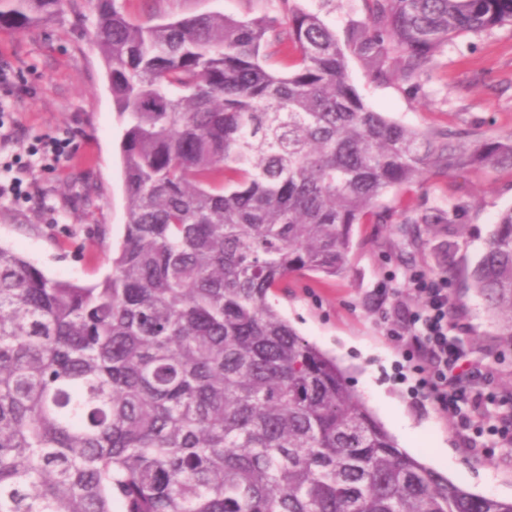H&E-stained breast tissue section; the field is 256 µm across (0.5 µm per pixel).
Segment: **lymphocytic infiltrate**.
Instances as JSON below:
<instances>
[{
  "mask_svg": "<svg viewBox=\"0 0 512 512\" xmlns=\"http://www.w3.org/2000/svg\"><path fill=\"white\" fill-rule=\"evenodd\" d=\"M415 288L423 305L413 316L412 339L427 359L430 393L439 405L452 410L470 447H479L484 434L500 432L488 422L482 392L470 383L482 365L470 357L463 338L454 334L448 322L447 280L421 276L416 278Z\"/></svg>",
  "mask_w": 512,
  "mask_h": 512,
  "instance_id": "lymphocytic-infiltrate-1",
  "label": "lymphocytic infiltrate"
}]
</instances>
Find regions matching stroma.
<instances>
[{
	"label": "stroma",
	"instance_id": "stroma-1",
	"mask_svg": "<svg viewBox=\"0 0 512 512\" xmlns=\"http://www.w3.org/2000/svg\"><path fill=\"white\" fill-rule=\"evenodd\" d=\"M343 33L366 16L363 0H301ZM278 0H129L138 20L160 22L221 12L243 18L273 16ZM95 16L87 0L64 6L49 23L0 30V63L14 72L12 110L0 142V245L20 253L46 276L80 284L100 281L124 235L126 194L120 141L123 125L108 88L106 67L92 44ZM348 74L362 98L410 128L459 133L463 142L512 132V28L470 33L436 53L417 89L395 79L374 82L349 58ZM67 142L65 158L26 172L20 194L5 189L10 166L38 143ZM93 201L85 203V188ZM397 211L451 210V224H357L344 277L300 272L276 294L281 313L310 342L335 356L348 382L387 430L398 417L413 436L399 446L455 485L512 498V443L470 448L455 418L439 408L423 384L427 362L414 351L404 316L421 300L409 284L417 273L452 274L448 319L482 364L479 380L497 400L512 401V353L500 345V324L484 298L468 288L466 269L479 259L501 211L512 207V170L477 166L432 176L388 197Z\"/></svg>",
	"mask_w": 512,
	"mask_h": 512
}]
</instances>
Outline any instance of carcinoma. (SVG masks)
I'll use <instances>...</instances> for the list:
<instances>
[{"label":"carcinoma","mask_w":512,"mask_h":512,"mask_svg":"<svg viewBox=\"0 0 512 512\" xmlns=\"http://www.w3.org/2000/svg\"><path fill=\"white\" fill-rule=\"evenodd\" d=\"M62 2L0 0V28ZM88 3L127 224L92 285L0 246V512H512L400 448L272 301L295 273L344 276L353 225L395 220L390 193L512 168L511 132L467 146L405 127L347 71L350 54L418 87L449 41L512 26V0H365L341 39L297 0L159 23ZM467 280L512 348L511 207Z\"/></svg>","instance_id":"carcinoma-1"}]
</instances>
